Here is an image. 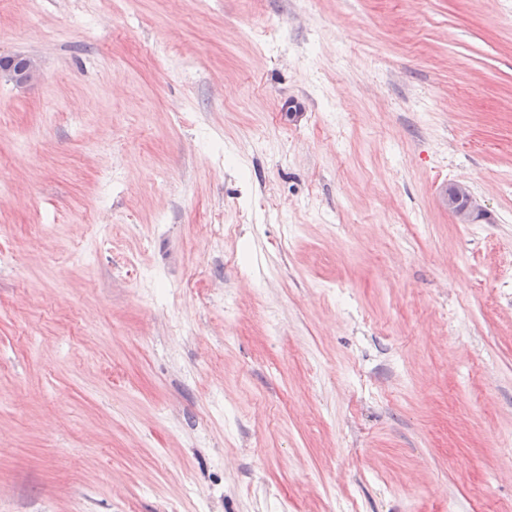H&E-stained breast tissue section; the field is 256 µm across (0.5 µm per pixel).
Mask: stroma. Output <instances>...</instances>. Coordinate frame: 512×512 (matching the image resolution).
Returning <instances> with one entry per match:
<instances>
[{
	"instance_id": "35a3bbf8",
	"label": "stroma",
	"mask_w": 512,
	"mask_h": 512,
	"mask_svg": "<svg viewBox=\"0 0 512 512\" xmlns=\"http://www.w3.org/2000/svg\"><path fill=\"white\" fill-rule=\"evenodd\" d=\"M16 54L0 512H512V0H0ZM0 59L1 73H7L16 84L29 82L38 71L37 62L29 56H1ZM448 210L452 213L456 223L471 224L480 216V204L473 196L470 187L463 181L452 182L448 185Z\"/></svg>"
}]
</instances>
